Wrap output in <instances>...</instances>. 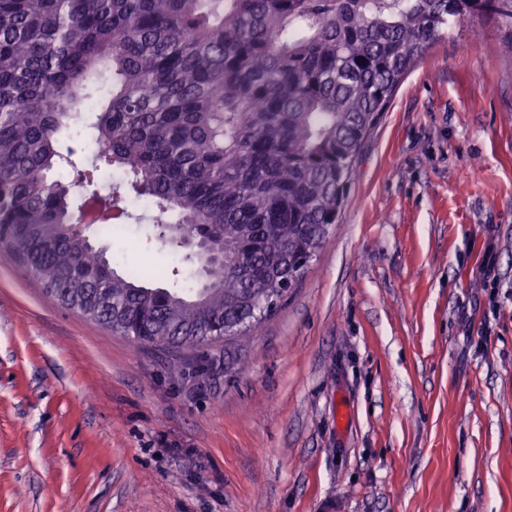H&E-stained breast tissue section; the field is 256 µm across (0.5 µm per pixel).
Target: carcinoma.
I'll return each instance as SVG.
<instances>
[{
    "label": "carcinoma",
    "mask_w": 512,
    "mask_h": 512,
    "mask_svg": "<svg viewBox=\"0 0 512 512\" xmlns=\"http://www.w3.org/2000/svg\"><path fill=\"white\" fill-rule=\"evenodd\" d=\"M474 15L512 22V0H0V240L140 345H234L322 249L405 73ZM129 199L160 242L201 225L222 254L191 294L118 274L78 228Z\"/></svg>",
    "instance_id": "carcinoma-1"
}]
</instances>
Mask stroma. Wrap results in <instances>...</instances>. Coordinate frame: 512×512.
<instances>
[{
	"label": "stroma",
	"mask_w": 512,
	"mask_h": 512,
	"mask_svg": "<svg viewBox=\"0 0 512 512\" xmlns=\"http://www.w3.org/2000/svg\"><path fill=\"white\" fill-rule=\"evenodd\" d=\"M507 32L452 23L407 72L339 223L243 345L140 346L0 244V512H512ZM129 209L137 251L86 230L112 267L197 287Z\"/></svg>",
	"instance_id": "stroma-1"
}]
</instances>
